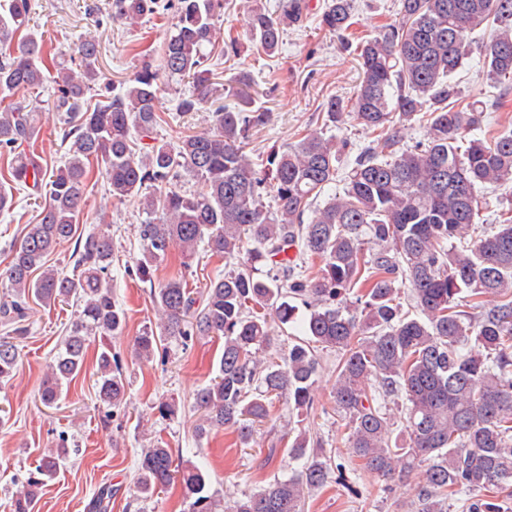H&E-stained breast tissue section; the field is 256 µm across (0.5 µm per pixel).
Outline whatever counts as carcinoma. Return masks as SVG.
I'll return each mask as SVG.
<instances>
[{
    "label": "carcinoma",
    "mask_w": 512,
    "mask_h": 512,
    "mask_svg": "<svg viewBox=\"0 0 512 512\" xmlns=\"http://www.w3.org/2000/svg\"><path fill=\"white\" fill-rule=\"evenodd\" d=\"M160 9L174 10L175 19L160 65L145 61L109 88L100 85L95 37H82L67 58H52L29 28L34 0H0V153L13 155L0 173V213L13 208L18 190L45 195L38 223L26 225L0 274L11 288V300L0 305V320L11 327L0 336V382L18 365L31 298L49 306L74 296L80 303L43 383L48 405L82 371L88 336H118L125 328L126 313L112 297L110 236L88 233L75 247L70 275L46 264L74 237L97 167L112 199L135 201L151 216L140 225L141 278L172 250L191 266L203 242L226 263L242 265L199 295L182 278L151 289L159 333L149 328L134 340L137 356L148 359L165 337L224 338L219 375L195 393L203 415L198 437L232 429L247 446L254 425L282 399L296 416L309 417L318 350L332 349L339 353L334 410L364 472L388 481L420 470L415 512H447L457 495L464 496L462 512H512V209L497 212L494 224H476L488 208L477 186L512 183V128L479 138L485 103L448 106L461 94L454 73L475 52L487 80L512 82V0H398L397 18L359 42L358 89L347 103H326V125L350 119L374 140L360 149L338 193L329 189L347 143L321 131L271 149L255 168L246 139L270 112L245 91L247 73L224 90L232 104L217 107L211 131L184 137L176 150L154 136L162 76L188 78L200 91L213 85L206 49L224 0H114L112 20L134 23ZM306 9L305 0H289L275 16L251 10L256 51L278 52L286 26L302 22ZM352 19L353 0H328L318 22L347 46ZM487 25L492 38L474 44L470 35ZM47 82L52 109L68 126L64 163L51 171L40 156L20 151L38 129L34 107L18 94ZM421 120L424 141L404 145L402 128ZM183 173L205 189L182 190ZM268 185L271 210L263 204ZM324 193L323 206L305 221ZM307 255L322 263L314 277L304 274ZM258 263L268 268L264 278L252 273ZM403 288L414 301L413 317L402 312ZM275 321L295 330L281 359L265 355ZM96 363L100 401L121 405L126 378L118 354L104 344ZM282 451L303 461L301 469L235 501L230 512H303L313 490L332 482L352 490L345 466L310 431H299L284 450L267 448L264 462ZM68 454L61 438L40 458L13 512H33ZM176 480L190 512H219L197 465H174L171 449L160 444L142 450V495Z\"/></svg>",
    "instance_id": "1"
}]
</instances>
